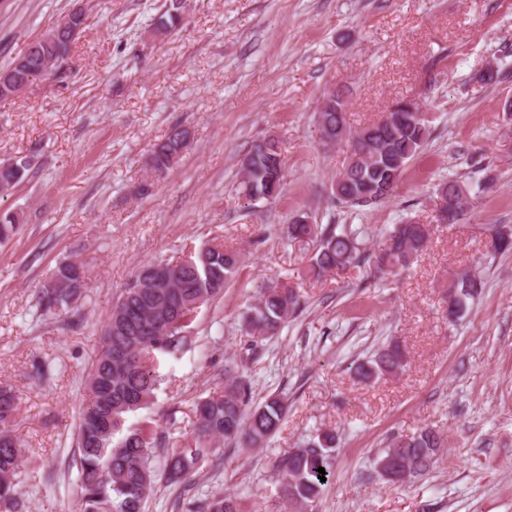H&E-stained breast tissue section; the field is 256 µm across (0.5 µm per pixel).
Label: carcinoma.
Returning a JSON list of instances; mask_svg holds the SVG:
<instances>
[{
  "label": "carcinoma",
  "instance_id": "1",
  "mask_svg": "<svg viewBox=\"0 0 512 512\" xmlns=\"http://www.w3.org/2000/svg\"><path fill=\"white\" fill-rule=\"evenodd\" d=\"M74 40L48 30L40 48L28 47L27 84L48 74L50 63L70 55ZM319 113L320 131L332 133L335 141L349 145L348 162L330 185V199L340 207L364 208L385 199L383 189L400 182L407 165L421 151L429 136L425 113L417 112L407 124L373 122L358 130L347 128L345 103L328 98ZM180 131L173 130L155 145L150 167L163 172L173 167V155L181 144ZM250 168L242 181L247 201L276 198L282 191L285 163L278 142L268 138L247 152ZM442 203L438 222L456 223L468 204L469 186L456 179L438 184ZM20 216L0 212V243L17 231ZM288 238L315 243L309 259L311 276L321 278L347 268H368L389 275L411 265L430 240V225L417 220L396 224L382 245L369 251L368 228L353 224H290ZM491 255L512 251V232L499 230L486 242ZM239 255L222 244L193 251L179 264L150 263L142 267L121 293L112 314L101 329V350L88 375V403L77 429L73 465L78 470L76 512H145L157 477L167 485L188 483L202 463L217 456L214 445L224 441L241 448H261L280 429L288 399L273 394L255 404L251 386L240 376L228 377L224 391L198 400L194 412L196 429L191 439L168 443L156 426L144 421L123 429L126 416L150 405L158 377L154 355L170 354L185 338L184 332L198 310L224 291L236 275ZM484 284L474 275H462L450 285L448 318L462 316L481 293ZM81 288H41L40 314H59L82 296ZM301 308L300 295L289 285L264 289L242 317L243 331L253 345L277 335L288 318ZM403 351L398 343L378 350L359 364L357 374L365 380L392 375L403 369ZM18 396L0 389V508L12 512L20 496L19 474L23 454L13 422ZM123 433L118 438L116 434ZM442 436L424 427L411 435L393 438L374 460L375 471L388 485H403L429 472L440 449ZM165 457L158 473L152 466L153 450ZM336 435L322 432L307 444L282 456L275 465L278 497L290 505L314 508L330 475ZM324 468L325 473L318 472ZM192 512H239L235 498L217 494L193 502Z\"/></svg>",
  "mask_w": 512,
  "mask_h": 512
}]
</instances>
